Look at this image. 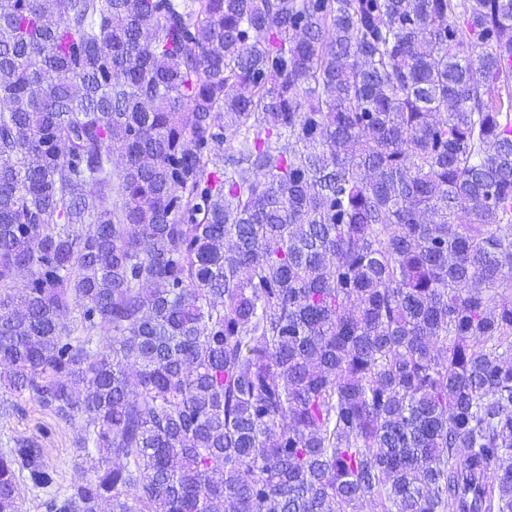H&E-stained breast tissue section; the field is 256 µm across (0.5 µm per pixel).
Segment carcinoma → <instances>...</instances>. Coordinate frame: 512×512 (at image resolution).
<instances>
[{
    "mask_svg": "<svg viewBox=\"0 0 512 512\" xmlns=\"http://www.w3.org/2000/svg\"><path fill=\"white\" fill-rule=\"evenodd\" d=\"M0 388V512H512V0H0ZM15 409L0 416V449L13 448L19 438L33 440L43 448L45 462L57 473L60 485L67 487L91 478L76 465L75 450L80 437V423L59 422L27 393L16 399Z\"/></svg>",
    "mask_w": 512,
    "mask_h": 512,
    "instance_id": "cac0c4a2",
    "label": "carcinoma"
}]
</instances>
